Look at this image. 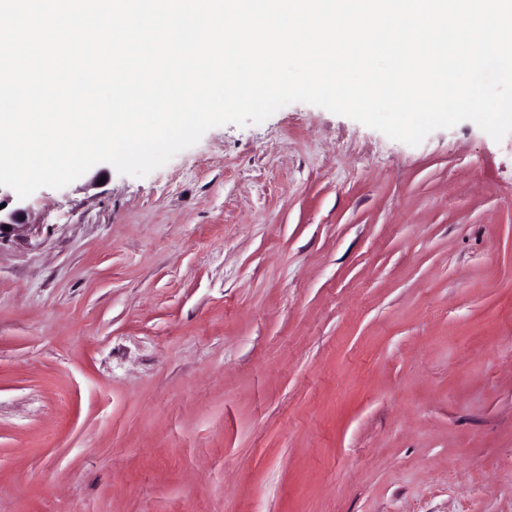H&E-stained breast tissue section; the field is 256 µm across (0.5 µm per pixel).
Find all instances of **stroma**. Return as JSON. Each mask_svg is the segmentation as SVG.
Returning a JSON list of instances; mask_svg holds the SVG:
<instances>
[{"mask_svg": "<svg viewBox=\"0 0 512 512\" xmlns=\"http://www.w3.org/2000/svg\"><path fill=\"white\" fill-rule=\"evenodd\" d=\"M0 238V512H512V134L314 105Z\"/></svg>", "mask_w": 512, "mask_h": 512, "instance_id": "1", "label": "stroma"}]
</instances>
